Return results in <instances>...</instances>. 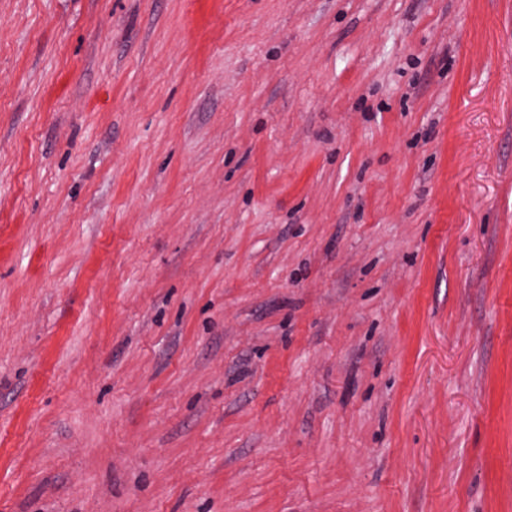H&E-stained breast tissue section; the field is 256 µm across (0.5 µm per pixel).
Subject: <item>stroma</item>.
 Listing matches in <instances>:
<instances>
[{
    "label": "stroma",
    "instance_id": "35a3bbf8",
    "mask_svg": "<svg viewBox=\"0 0 512 512\" xmlns=\"http://www.w3.org/2000/svg\"><path fill=\"white\" fill-rule=\"evenodd\" d=\"M0 512H512V0H0Z\"/></svg>",
    "mask_w": 512,
    "mask_h": 512
}]
</instances>
